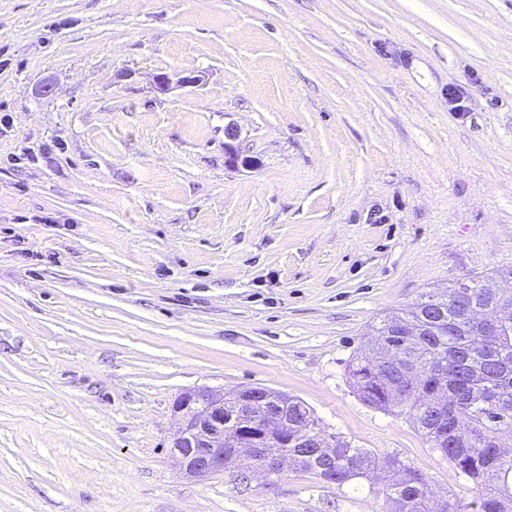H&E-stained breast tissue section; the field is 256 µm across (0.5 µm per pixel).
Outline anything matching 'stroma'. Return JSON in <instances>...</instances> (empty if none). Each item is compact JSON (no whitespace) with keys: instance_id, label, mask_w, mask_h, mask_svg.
<instances>
[{"instance_id":"stroma-1","label":"stroma","mask_w":512,"mask_h":512,"mask_svg":"<svg viewBox=\"0 0 512 512\" xmlns=\"http://www.w3.org/2000/svg\"><path fill=\"white\" fill-rule=\"evenodd\" d=\"M509 268L512 0H0V512H386L373 478L183 475L174 401L249 386L470 502L348 365Z\"/></svg>"}]
</instances>
